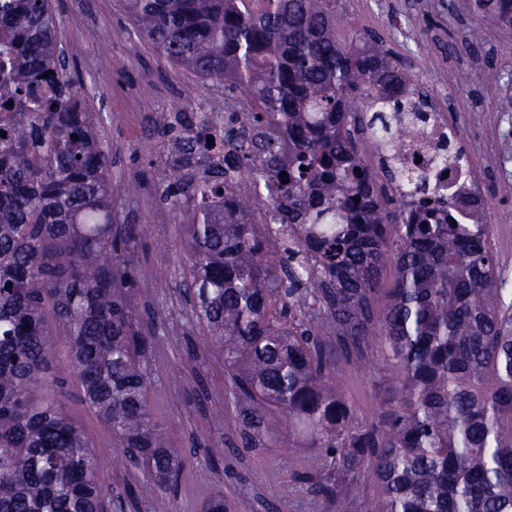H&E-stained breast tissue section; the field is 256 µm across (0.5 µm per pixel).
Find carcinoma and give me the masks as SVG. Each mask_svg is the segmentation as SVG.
Segmentation results:
<instances>
[{
    "label": "carcinoma",
    "instance_id": "obj_1",
    "mask_svg": "<svg viewBox=\"0 0 512 512\" xmlns=\"http://www.w3.org/2000/svg\"><path fill=\"white\" fill-rule=\"evenodd\" d=\"M125 3L160 56L241 108L171 113L154 198L186 224L179 287L224 354L246 444L279 446L277 415L288 446L318 450L329 500L345 499L366 465L380 491L371 512H512V302L486 204L426 197L410 174L409 193L387 195L349 132L372 125L356 107L367 98L403 109L414 76L371 33L340 41L336 0ZM467 8L481 28L512 29V0ZM2 112L0 512H101L112 487L65 410L50 337L68 345L122 459L159 490L180 467L149 409L135 228L112 214L109 141L53 0H0ZM245 173L258 175L275 223H256L237 190ZM375 342L394 371L379 428L332 374L338 357Z\"/></svg>",
    "mask_w": 512,
    "mask_h": 512
}]
</instances>
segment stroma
I'll use <instances>...</instances> for the list:
<instances>
[{"label":"stroma","instance_id":"stroma-1","mask_svg":"<svg viewBox=\"0 0 512 512\" xmlns=\"http://www.w3.org/2000/svg\"><path fill=\"white\" fill-rule=\"evenodd\" d=\"M70 58L88 106L112 152L113 200L122 222L137 227L136 256L149 280L137 311L151 328L154 351L148 403L182 468L174 491L146 486L141 470L116 464L111 431L68 382L67 409L99 448L101 476L122 502L121 512H202L215 495L232 512H328L311 448H246L224 400V359L207 344L182 297L185 227L154 200L155 134L171 107L206 112L223 105L224 89L159 57L131 25L122 0H54ZM340 37L380 36L422 91L446 96L448 123L490 204L492 244L512 289V30H489L478 45L464 0H336ZM149 175L141 190L127 185ZM336 384L365 424H380L393 398V370L373 344L335 368ZM223 443L224 455L207 448Z\"/></svg>","mask_w":512,"mask_h":512}]
</instances>
